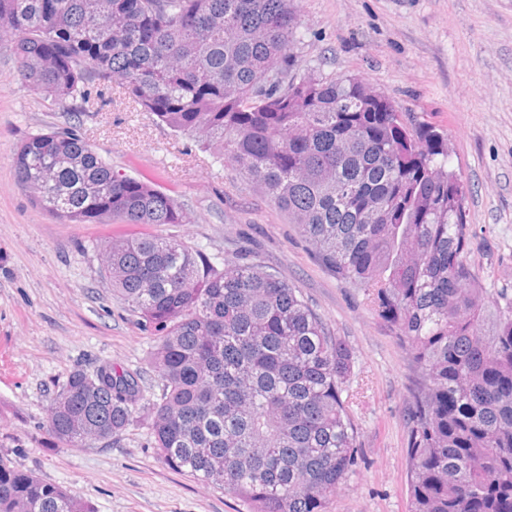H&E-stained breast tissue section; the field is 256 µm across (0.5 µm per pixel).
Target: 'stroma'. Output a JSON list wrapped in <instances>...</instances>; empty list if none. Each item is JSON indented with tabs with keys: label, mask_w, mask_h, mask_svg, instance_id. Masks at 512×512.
Segmentation results:
<instances>
[{
	"label": "stroma",
	"mask_w": 512,
	"mask_h": 512,
	"mask_svg": "<svg viewBox=\"0 0 512 512\" xmlns=\"http://www.w3.org/2000/svg\"><path fill=\"white\" fill-rule=\"evenodd\" d=\"M304 69L359 78L405 121L448 140L466 190L469 260L490 294L512 293V0H297ZM14 36L0 30V454L64 486L97 512H249L237 497L169 469L146 427L119 444L55 445L51 397L76 369L109 361L146 370L149 335L99 278L100 247L134 224H62L20 186L11 154L28 135L73 127L113 168L170 195L186 224H154L209 257L277 270L354 354L358 460L328 512H408L409 386L418 371L362 291L315 260L296 225L239 167L196 137L133 110L120 87L74 117L19 80Z\"/></svg>",
	"instance_id": "obj_1"
}]
</instances>
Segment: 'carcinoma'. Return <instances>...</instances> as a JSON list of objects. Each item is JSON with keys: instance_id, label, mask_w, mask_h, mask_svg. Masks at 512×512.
Here are the masks:
<instances>
[{"instance_id": "1", "label": "carcinoma", "mask_w": 512, "mask_h": 512, "mask_svg": "<svg viewBox=\"0 0 512 512\" xmlns=\"http://www.w3.org/2000/svg\"><path fill=\"white\" fill-rule=\"evenodd\" d=\"M19 79L75 114L121 81L133 108L202 134L299 225L318 262L373 297L421 370L409 512H512V298L468 262L448 143L352 77L299 73L291 0H0ZM12 167L62 224H185L173 198L73 131L28 136ZM100 274L152 339L141 373L73 371L46 432L81 448L147 425L170 469L250 512H326L356 463L353 355L277 271L151 234L112 239ZM0 512H94L0 455Z\"/></svg>"}]
</instances>
